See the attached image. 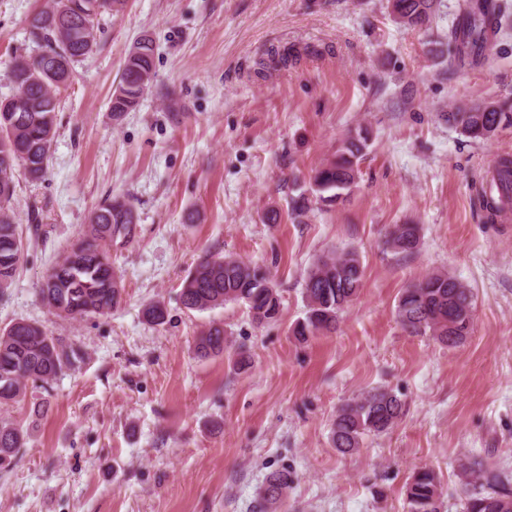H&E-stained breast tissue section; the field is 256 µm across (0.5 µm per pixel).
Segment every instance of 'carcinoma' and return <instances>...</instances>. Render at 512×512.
I'll return each mask as SVG.
<instances>
[{
  "instance_id": "carcinoma-1",
  "label": "carcinoma",
  "mask_w": 512,
  "mask_h": 512,
  "mask_svg": "<svg viewBox=\"0 0 512 512\" xmlns=\"http://www.w3.org/2000/svg\"><path fill=\"white\" fill-rule=\"evenodd\" d=\"M127 0H53V6L36 13L30 33L49 43V50L35 61L20 60L13 69L16 89L25 96L22 111L0 99V295L11 286L18 271L23 239L11 201L16 190V168L32 181L47 171L51 145L56 136L57 94L72 76L75 63L89 57L97 46L105 11L117 15ZM395 20L408 27H422L433 18L437 0H389ZM448 40L455 48L459 66L481 67L488 61L486 49L500 28L501 11L496 0H463ZM155 45L144 36L132 46L119 83L112 94L113 116L134 109L156 80ZM448 122L467 137L486 141L503 125L512 124V111L499 102L459 107L448 113ZM367 145L365 130L348 135L334 159L315 170L310 190L323 203H336L357 180V160ZM491 190H482L480 204L489 219L512 208V158L498 159L490 179ZM137 216L130 200L122 195L104 199L88 218L82 234L60 261L43 277L38 294L50 311L68 319L105 315L117 307L123 288L112 270V243L129 240ZM387 244L397 254H412L419 244V226L396 224ZM364 268L354 251L320 258L308 271L304 295L305 317L294 324L293 335L301 341L336 326L339 313L359 293ZM185 308L206 311L227 302L247 305L260 323L280 314V295L262 267L232 255H209L190 271L181 293ZM152 324L165 322V309L150 302L142 310ZM397 316L415 333L429 335L448 346L465 342L473 321L469 288L445 272H434L403 290ZM224 326L215 322L196 340L201 358L226 351ZM81 351L52 335L42 325L18 320L0 329V406L16 402L26 382L48 383L83 361ZM404 403L393 391L373 389L345 402L336 414L331 431L333 447L341 454L360 450L365 436L389 431L403 415ZM28 432L22 425L0 417V469L16 461ZM288 469L270 474L256 512H268L288 492ZM407 512H443L444 491L430 468L416 470L406 485ZM463 512H512V477L498 469H470Z\"/></svg>"
}]
</instances>
